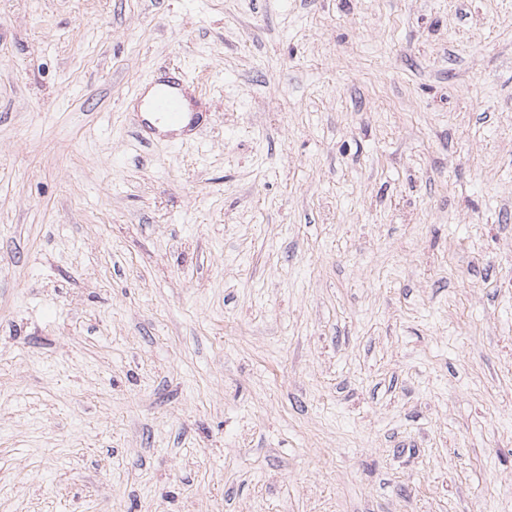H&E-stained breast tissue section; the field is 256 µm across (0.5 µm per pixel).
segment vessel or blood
<instances>
[{
  "label": "vessel or blood",
  "mask_w": 512,
  "mask_h": 512,
  "mask_svg": "<svg viewBox=\"0 0 512 512\" xmlns=\"http://www.w3.org/2000/svg\"><path fill=\"white\" fill-rule=\"evenodd\" d=\"M132 111L138 137L145 143L155 137L186 135L206 117L199 97L190 92L183 70L177 66L152 81L150 91H139Z\"/></svg>",
  "instance_id": "b4317fda"
}]
</instances>
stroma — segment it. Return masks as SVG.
Wrapping results in <instances>:
<instances>
[{"instance_id": "35a3bbf8", "label": "stroma", "mask_w": 512, "mask_h": 512, "mask_svg": "<svg viewBox=\"0 0 512 512\" xmlns=\"http://www.w3.org/2000/svg\"><path fill=\"white\" fill-rule=\"evenodd\" d=\"M511 279L512 0H0V512H512ZM152 91L147 95L150 88ZM141 89L133 102L131 114L138 137L148 143L158 139L183 136L201 124L207 112L201 110L200 98L191 93L182 68L172 66L163 76Z\"/></svg>"}]
</instances>
